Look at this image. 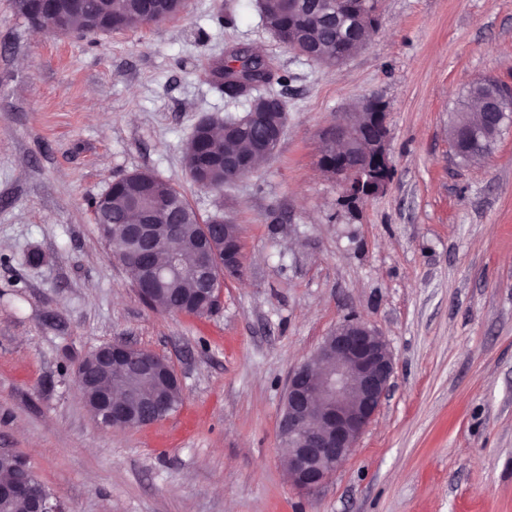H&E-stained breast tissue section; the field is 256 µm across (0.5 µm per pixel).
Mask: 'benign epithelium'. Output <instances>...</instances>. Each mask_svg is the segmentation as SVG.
I'll list each match as a JSON object with an SVG mask.
<instances>
[{
  "instance_id": "benign-epithelium-1",
  "label": "benign epithelium",
  "mask_w": 512,
  "mask_h": 512,
  "mask_svg": "<svg viewBox=\"0 0 512 512\" xmlns=\"http://www.w3.org/2000/svg\"><path fill=\"white\" fill-rule=\"evenodd\" d=\"M87 10L85 0H39L37 14L29 19L34 26L43 24L45 15L55 17L51 27L59 33L69 32L68 16ZM363 111L368 121L378 125L380 133L370 140L367 154L370 162L352 154L351 147L362 135L360 120L345 116L329 130L328 137L343 146L339 151L346 166H336V182L344 199L353 201L366 191H380L389 182L392 169L389 154L387 106L381 99H365ZM485 123L489 140L498 136L499 125L512 114V94L503 91L484 102ZM139 219L124 225V232L142 245L140 260H149L152 277L160 281L175 268L174 247L180 238L179 224L166 219L160 224L156 215L168 213L166 202L155 200L147 210L132 204ZM243 269L241 240L224 248V276L238 277ZM120 369L128 378L150 381L157 377L154 352L121 341L105 343L96 349V361L87 369L79 366L75 373L81 395L94 389V417L105 430H121L130 416L150 406L157 410L164 403L150 404L142 400L135 385L126 386L117 395L108 381L112 368ZM394 358L385 339L367 323L348 317L336 326L317 350L289 375L286 395L288 407L282 410L278 434L289 447L288 478L298 489L313 492L321 487L336 469L350 457L358 440L374 420L391 387ZM0 497L19 499L27 512H59L51 499L38 495L26 479L0 482Z\"/></svg>"
}]
</instances>
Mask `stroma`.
<instances>
[{"label": "stroma", "instance_id": "1", "mask_svg": "<svg viewBox=\"0 0 512 512\" xmlns=\"http://www.w3.org/2000/svg\"><path fill=\"white\" fill-rule=\"evenodd\" d=\"M233 47L285 75L271 89L288 123L218 196L189 180L183 145L198 121L246 111L210 74ZM479 77L512 85V0H379L377 31L338 67L285 48L255 0H188L88 36L34 29L0 0V450L65 512H512V124L477 164L448 134ZM368 96L388 105L394 173L350 207L320 157ZM135 171L239 226L243 272L213 312L147 307L100 237L89 200ZM350 316L388 341L393 386L306 493L277 433L288 376ZM115 340L169 358L176 413L99 427L75 370Z\"/></svg>", "mask_w": 512, "mask_h": 512}]
</instances>
